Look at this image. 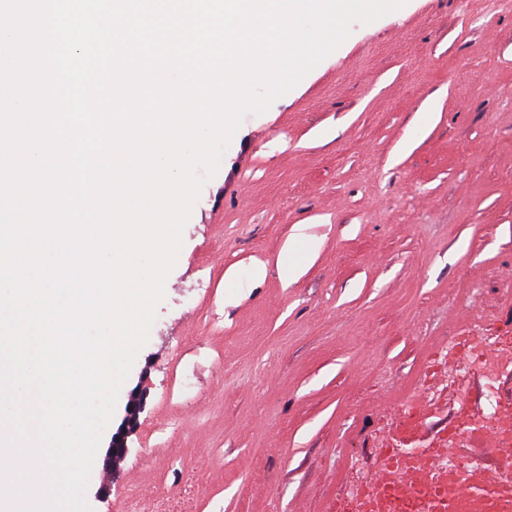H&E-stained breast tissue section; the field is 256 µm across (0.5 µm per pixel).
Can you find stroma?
Here are the masks:
<instances>
[{
	"mask_svg": "<svg viewBox=\"0 0 512 512\" xmlns=\"http://www.w3.org/2000/svg\"><path fill=\"white\" fill-rule=\"evenodd\" d=\"M182 240L111 419L139 388V427L116 463L98 450L91 512L145 486L195 512H325L412 389L483 410L478 374L425 370L453 337L512 335V10L407 0L354 25L244 117Z\"/></svg>",
	"mask_w": 512,
	"mask_h": 512,
	"instance_id": "obj_1",
	"label": "stroma"
}]
</instances>
